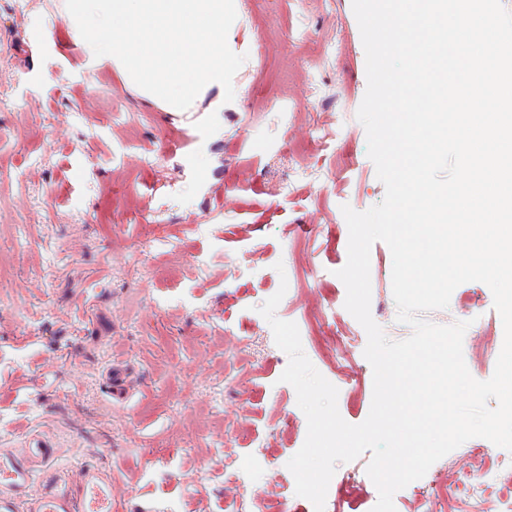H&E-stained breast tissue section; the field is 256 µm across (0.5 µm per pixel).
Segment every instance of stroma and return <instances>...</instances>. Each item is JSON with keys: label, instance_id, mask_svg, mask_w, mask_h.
Masks as SVG:
<instances>
[{"label": "stroma", "instance_id": "35a3bbf8", "mask_svg": "<svg viewBox=\"0 0 512 512\" xmlns=\"http://www.w3.org/2000/svg\"><path fill=\"white\" fill-rule=\"evenodd\" d=\"M239 3L247 59L205 139L203 112L159 111L73 40L65 0H0V448L36 435L57 448L62 476L110 470L108 500L76 486L83 512H223L235 498L249 512H314L287 468L307 432L280 380L289 358L261 350L273 333L258 308L279 286L276 315L338 388L342 418L370 411L367 335L336 275L342 205L362 212L385 195L356 117L367 77L352 0ZM391 272L375 242L371 314L400 341L412 329L397 320ZM425 318L468 322L465 363L492 376L504 329L486 284L459 285ZM116 361L141 382L124 402L103 385ZM477 446L500 452L468 440L397 491L396 512H445L448 475ZM228 455L257 489L225 472ZM370 460L338 464L328 500L372 512L373 482L343 481Z\"/></svg>", "mask_w": 512, "mask_h": 512}]
</instances>
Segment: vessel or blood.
Wrapping results in <instances>:
<instances>
[{
	"mask_svg": "<svg viewBox=\"0 0 512 512\" xmlns=\"http://www.w3.org/2000/svg\"><path fill=\"white\" fill-rule=\"evenodd\" d=\"M106 384L113 400H126L131 389L128 369L112 365ZM54 459L52 445L42 439H29L17 453L0 451V512H79L69 483L53 474ZM79 481L100 496L112 493V476L103 468L83 467Z\"/></svg>",
	"mask_w": 512,
	"mask_h": 512,
	"instance_id": "b4317fda",
	"label": "vessel or blood"
}]
</instances>
